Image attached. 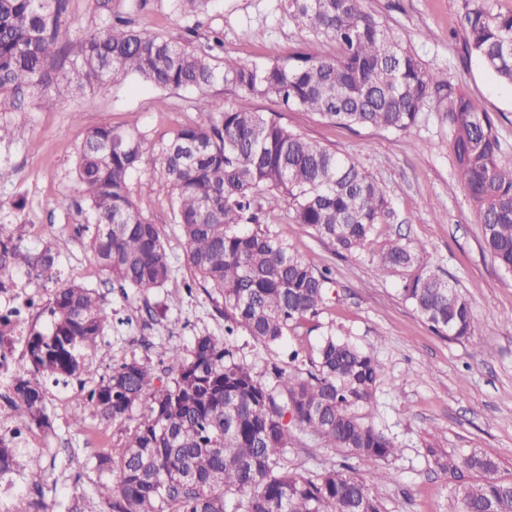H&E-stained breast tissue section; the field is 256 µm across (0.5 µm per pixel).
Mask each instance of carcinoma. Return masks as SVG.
I'll use <instances>...</instances> for the list:
<instances>
[{"label":"carcinoma","instance_id":"1","mask_svg":"<svg viewBox=\"0 0 512 512\" xmlns=\"http://www.w3.org/2000/svg\"><path fill=\"white\" fill-rule=\"evenodd\" d=\"M95 2L106 26L90 31L75 26L70 0H0V112L130 75L160 88L202 92L223 82L239 90L235 104L218 111L200 96L197 108L205 120L178 128L167 140L139 128L101 125L87 131L78 152L75 172L94 224L89 249L118 287L139 294L192 291L173 276L158 225L133 200L132 177L149 163L151 177L175 203L189 267L224 301V335L203 334L189 350L175 344L159 352L176 366L170 379L161 381L149 362L126 359L71 416L76 430L89 417L125 429L121 443L95 456L96 495L108 512H386L375 492L378 465L399 449L357 414L377 384L371 353L329 331L310 369L268 362L257 372L230 337L244 331L266 348L279 344L319 315L335 283L331 268L312 266L263 229L279 203L292 210L293 223L334 252L357 256L386 222L392 199L356 161L267 117L253 101L274 96L333 124L392 132L415 126L432 102L444 108L455 176L475 210L483 248L512 273V169L499 164L494 120L453 92L447 77L426 69L366 0H278L288 20L318 43L334 45L336 53L309 49L264 65L224 54L219 33L198 48L192 26L183 40H173L112 13V0ZM213 2L172 0V6L181 17L195 18ZM460 27L466 49L512 86V13L479 3L466 8ZM0 247L1 287L21 269L51 274L52 250L31 253L19 226L0 224ZM376 264L404 275L403 298L436 332L453 340L474 336L470 301L421 264L418 253L391 242ZM50 315L51 332L27 337L35 369L93 378L89 353L111 327L112 310L95 289L74 284L57 289ZM12 389L21 399L14 424H48L39 384L16 378ZM296 429L344 449L371 470L357 478L345 462L307 475L285 467ZM18 453L13 440L0 436L1 474L14 471ZM428 453L453 476H478L455 487L454 512H512V482L496 477L494 458L478 450L446 460L435 448Z\"/></svg>","mask_w":512,"mask_h":512}]
</instances>
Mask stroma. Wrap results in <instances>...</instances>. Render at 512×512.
I'll list each match as a JSON object with an SVG mask.
<instances>
[{
	"instance_id": "obj_1",
	"label": "stroma",
	"mask_w": 512,
	"mask_h": 512,
	"mask_svg": "<svg viewBox=\"0 0 512 512\" xmlns=\"http://www.w3.org/2000/svg\"><path fill=\"white\" fill-rule=\"evenodd\" d=\"M466 0H368L370 11L382 15L389 28L410 42L424 66L446 75L449 84L493 118L503 167H512V88L500 84L482 61L466 53L459 18ZM278 0H216L197 18L196 44L213 33L224 36V52L247 63L285 61L308 48L313 37L288 22ZM112 10L133 18L140 28L171 39L185 35V24L172 14L170 0H112ZM192 89H162L136 79L66 99L33 100L17 112H2L0 120L13 128L0 142V223L23 227L31 252L51 248L55 267L39 292L51 302L57 288L82 283L97 290L112 311V326L101 338L94 358L97 376L111 373L114 362L137 358L158 362L161 346H190L194 336L224 333V302L215 292L193 293L160 288L141 295L114 287L111 276L91 259L87 247V209L62 210L63 196L79 198L75 162L89 128L109 124L137 127L153 137L168 138L174 130L200 121ZM258 111L358 162L392 195L395 215L378 225L366 253L341 258L310 231L292 224L287 205H279L268 229L290 243L312 265L331 267L335 283L316 317L315 328H302L272 348L239 333V355L255 369L266 362H287L292 349L313 356L324 328L370 351L379 379L364 421L383 429L399 447L397 457L383 462L386 474L378 483L387 512H452L456 481L437 464L440 454L477 449L499 462L498 476L512 481V276L504 274L481 247L480 226L473 207L454 176L444 112L428 105L415 126L405 132L373 127L332 125L313 113L285 109L277 98H259ZM134 201L158 224L175 276L191 279L185 244L174 218L175 205L159 190L148 170L132 180ZM398 241L423 249L433 269L456 285L470 301L475 336L455 341L435 334L406 303L400 292L402 276L379 270L372 253ZM178 329H171V321ZM488 342L481 350L479 342ZM25 378L40 381L54 431L45 449L19 457L15 485L0 496V512L30 495L28 471L41 470L39 498L49 503L83 498L85 512H105L91 492L98 478L90 460L110 450L120 439L118 429L88 419L83 430L71 428L70 418L86 399L88 387L71 381L70 398L55 394L52 378L26 369ZM351 462L365 474L366 462L350 458L340 448L300 435L289 449L287 464L300 472L319 470L331 462Z\"/></svg>"
}]
</instances>
